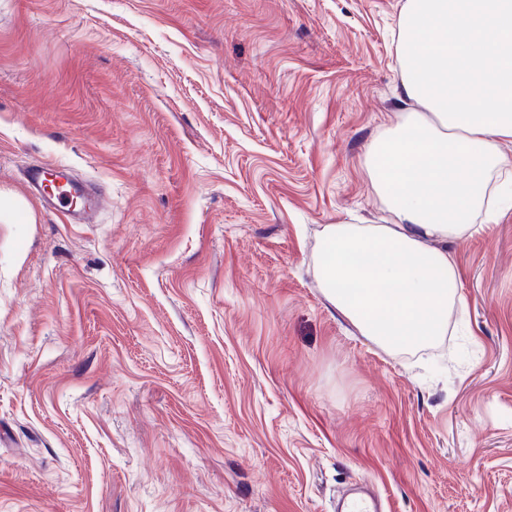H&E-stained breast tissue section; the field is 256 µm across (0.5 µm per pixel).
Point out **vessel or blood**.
Instances as JSON below:
<instances>
[{"instance_id": "vessel-or-blood-1", "label": "vessel or blood", "mask_w": 512, "mask_h": 512, "mask_svg": "<svg viewBox=\"0 0 512 512\" xmlns=\"http://www.w3.org/2000/svg\"><path fill=\"white\" fill-rule=\"evenodd\" d=\"M24 181L47 208L62 212L69 223H94L100 198L88 182L74 180L68 167L33 163L25 168Z\"/></svg>"}]
</instances>
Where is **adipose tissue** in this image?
Instances as JSON below:
<instances>
[{
  "label": "adipose tissue",
  "mask_w": 512,
  "mask_h": 512,
  "mask_svg": "<svg viewBox=\"0 0 512 512\" xmlns=\"http://www.w3.org/2000/svg\"><path fill=\"white\" fill-rule=\"evenodd\" d=\"M396 55L418 109L366 164L389 221L324 226L316 274L362 336L412 350L448 333L460 273L446 243L486 203L512 142V0H405Z\"/></svg>",
  "instance_id": "obj_1"
}]
</instances>
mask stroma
I'll list each match as a JSON object with an SVG mask.
<instances>
[{"label":"stroma","instance_id":"stroma-1","mask_svg":"<svg viewBox=\"0 0 512 512\" xmlns=\"http://www.w3.org/2000/svg\"><path fill=\"white\" fill-rule=\"evenodd\" d=\"M405 0H0V512H512V182L402 353L316 274L366 172ZM91 180L69 224L22 182ZM23 175L32 193L38 196L47 208L62 212L67 222L96 223L94 216L99 208L100 198L90 189L91 182L74 180L68 167L41 162L28 165ZM57 183H65L66 194L54 190Z\"/></svg>","mask_w":512,"mask_h":512}]
</instances>
